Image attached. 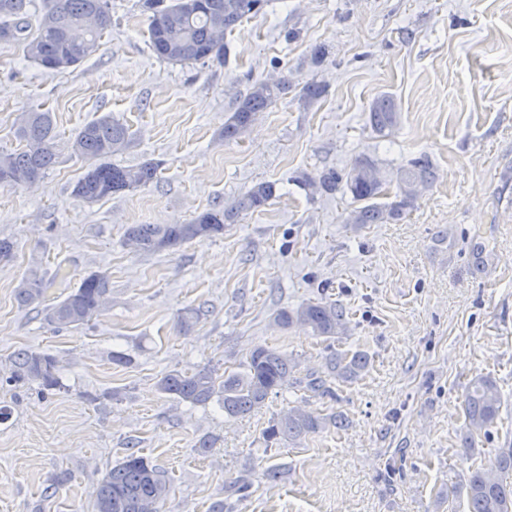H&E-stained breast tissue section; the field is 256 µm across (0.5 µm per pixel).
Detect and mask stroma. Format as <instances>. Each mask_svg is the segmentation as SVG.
<instances>
[{"label": "stroma", "mask_w": 512, "mask_h": 512, "mask_svg": "<svg viewBox=\"0 0 512 512\" xmlns=\"http://www.w3.org/2000/svg\"><path fill=\"white\" fill-rule=\"evenodd\" d=\"M225 43L220 64L160 60L138 0H112L111 30L75 68L50 72L0 43V151L16 147L22 113L49 109L57 132L36 185L0 187V237L17 243L0 260V512H94L99 482L132 450L169 481L161 512H467L449 486L512 446V202L498 196L512 171V0H267ZM282 73L325 93L308 106L288 93L240 139L220 140L237 97ZM383 93L400 113L388 138L366 120ZM107 113L132 133L115 163L162 167L153 184L88 204L72 193L88 163L70 141ZM423 154L437 179L395 224L345 223L349 196L296 181L357 157L392 170ZM261 181L278 196L223 234L153 255L124 244L130 225L190 221ZM479 244L488 262L477 272ZM32 269L47 306L107 273L112 306L54 328L15 300ZM320 298L347 308L348 335L275 324ZM191 309L199 317L181 330ZM257 345L287 352L297 378L325 377L330 393L297 385L229 418L218 402L157 389L172 369L242 371ZM21 348L55 356L60 389L8 382ZM356 352L368 357L358 378L328 377L329 357ZM479 374L503 405L468 448L463 395ZM292 404L326 427L265 442ZM239 479L251 483L242 495L229 488Z\"/></svg>", "instance_id": "obj_1"}]
</instances>
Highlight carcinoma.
I'll return each mask as SVG.
<instances>
[{
	"instance_id": "cac0c4a2",
	"label": "carcinoma",
	"mask_w": 512,
	"mask_h": 512,
	"mask_svg": "<svg viewBox=\"0 0 512 512\" xmlns=\"http://www.w3.org/2000/svg\"><path fill=\"white\" fill-rule=\"evenodd\" d=\"M188 11L183 0H140L148 15L149 39L153 52L168 62L224 63V39L243 21L256 15L264 0H194ZM112 27L111 0H46L42 11L31 13L27 0H0V41L23 44L25 56L46 70L77 67L98 49L103 35ZM290 79L283 75L256 82L236 101L233 112L224 118L221 136L231 142L254 123L260 113L288 94ZM324 93L322 85L305 82L299 100L309 104ZM371 128L387 137L397 128L399 113L393 98L378 97L368 117ZM19 146L0 151V186H24L32 178L41 179L55 163L56 134L50 113L25 112L16 128ZM131 141L129 127L106 114L84 125L74 136L71 149L89 165L76 182L73 193L82 202L94 203L106 197L145 187L157 179L162 162L146 160L135 167L111 162V157ZM434 167L423 154L400 166L395 173L393 199L387 195L388 175L381 164L357 158L350 166L324 170L315 177L304 176L299 183L326 194H350V210L345 223L390 224L404 219L420 197L412 187H432ZM276 197V184L259 182L224 205L222 210H205L184 224H134L127 229L125 244L131 250L153 254L172 251L185 243L208 239L224 232L243 213L258 211ZM45 292L41 274L31 270L16 288L22 307L37 306ZM112 286L109 275L92 272L61 301L45 309V320L56 328L77 329L105 312ZM282 328L300 325L312 335L335 339L347 334L349 322L341 304L335 301H308L282 311L275 317ZM331 372L341 379L355 378L367 368V358L356 353L329 360ZM295 365L287 354L274 348L254 347L244 371L224 375L217 381L215 370L203 366L188 373L171 370L158 379V391L194 405L218 398L224 414L236 418L251 413L271 396L282 394L289 385ZM54 356L20 349L11 361L7 381L16 384L37 382L47 390L59 386ZM497 383L479 376L471 381L464 398V415L469 435L489 434L501 408ZM325 426L324 418L298 406L288 408L263 432L267 442L296 441ZM170 493L162 472L144 457L130 453L112 467L98 484L94 512H160ZM468 512H512V447L501 448L497 469L475 470L465 484Z\"/></svg>"
}]
</instances>
